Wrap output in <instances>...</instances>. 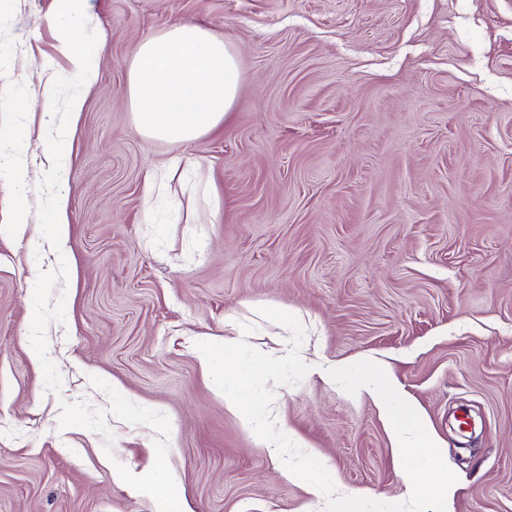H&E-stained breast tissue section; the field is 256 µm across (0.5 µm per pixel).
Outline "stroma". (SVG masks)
Instances as JSON below:
<instances>
[{"mask_svg": "<svg viewBox=\"0 0 512 512\" xmlns=\"http://www.w3.org/2000/svg\"><path fill=\"white\" fill-rule=\"evenodd\" d=\"M180 19L241 70L190 144L143 137L127 95L136 45ZM74 26L89 85L58 49ZM0 147L33 168L21 194L0 167V512H326L197 348L230 321L285 355L265 307L301 321L310 367L272 411L338 494L408 498L376 399L318 373L376 359L438 436L454 512H512V0H93L81 24L0 0ZM54 212L55 234L60 243H65L68 237L67 196L59 190L52 198Z\"/></svg>", "mask_w": 512, "mask_h": 512, "instance_id": "1", "label": "stroma"}]
</instances>
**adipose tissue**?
Masks as SVG:
<instances>
[{
	"label": "adipose tissue",
	"mask_w": 512,
	"mask_h": 512,
	"mask_svg": "<svg viewBox=\"0 0 512 512\" xmlns=\"http://www.w3.org/2000/svg\"><path fill=\"white\" fill-rule=\"evenodd\" d=\"M239 85L234 49L189 20L138 44L127 73L136 129L177 143L197 141L225 123Z\"/></svg>",
	"instance_id": "obj_1"
}]
</instances>
